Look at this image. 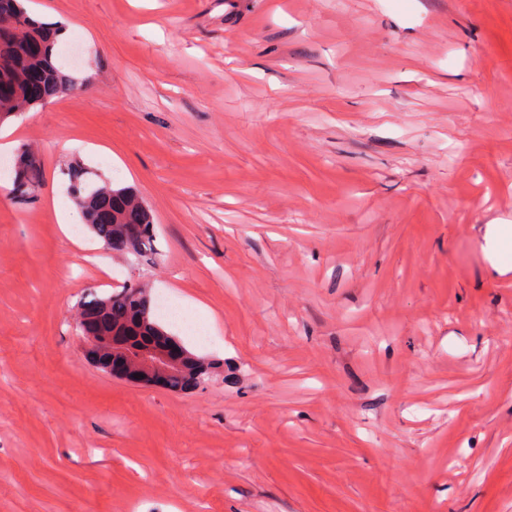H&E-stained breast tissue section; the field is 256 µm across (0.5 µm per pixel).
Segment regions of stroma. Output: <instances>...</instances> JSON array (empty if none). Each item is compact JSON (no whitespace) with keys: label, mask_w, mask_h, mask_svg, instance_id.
<instances>
[{"label":"stroma","mask_w":512,"mask_h":512,"mask_svg":"<svg viewBox=\"0 0 512 512\" xmlns=\"http://www.w3.org/2000/svg\"><path fill=\"white\" fill-rule=\"evenodd\" d=\"M30 11L88 88L4 123L44 181L0 198V512H512V0ZM73 162L152 260L64 236ZM135 283L205 384L86 359L80 301Z\"/></svg>","instance_id":"obj_1"}]
</instances>
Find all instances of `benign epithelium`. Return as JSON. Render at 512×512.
Masks as SVG:
<instances>
[{
	"label": "benign epithelium",
	"instance_id": "7a95c632",
	"mask_svg": "<svg viewBox=\"0 0 512 512\" xmlns=\"http://www.w3.org/2000/svg\"><path fill=\"white\" fill-rule=\"evenodd\" d=\"M84 331L83 343L88 349L111 355L105 370L114 378L127 379L138 373L140 382L154 385L184 369L187 351L178 338L163 331L158 344L133 353L127 351L120 339L111 333L102 334L88 326Z\"/></svg>",
	"mask_w": 512,
	"mask_h": 512
}]
</instances>
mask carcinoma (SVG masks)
I'll return each mask as SVG.
<instances>
[{
    "label": "carcinoma",
    "mask_w": 512,
    "mask_h": 512,
    "mask_svg": "<svg viewBox=\"0 0 512 512\" xmlns=\"http://www.w3.org/2000/svg\"><path fill=\"white\" fill-rule=\"evenodd\" d=\"M59 29L30 15L24 0H0V117L40 104L42 97H67L82 93L88 79L66 72L53 63L54 39ZM69 193L80 208L84 224L112 251L136 257L155 254V231L149 209L137 190L114 186L95 176L80 164L67 168ZM43 180L41 163L24 148L14 170V193L18 198L30 196ZM108 301L106 316L122 335L140 345L151 340L157 325L151 318L149 294L138 285L122 288L105 298L89 294L81 302L85 310L96 311ZM217 364L197 355L189 360V372L174 378L172 388L202 383Z\"/></svg>",
    "instance_id": "1"
}]
</instances>
